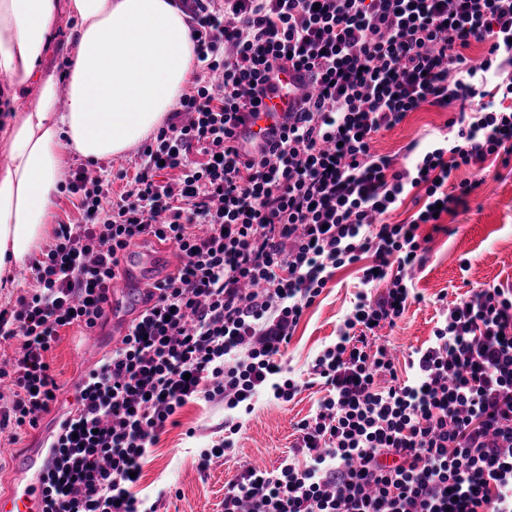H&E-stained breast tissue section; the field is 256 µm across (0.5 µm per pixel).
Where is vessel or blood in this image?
<instances>
[{"label":"vessel or blood","mask_w":512,"mask_h":512,"mask_svg":"<svg viewBox=\"0 0 512 512\" xmlns=\"http://www.w3.org/2000/svg\"><path fill=\"white\" fill-rule=\"evenodd\" d=\"M303 82L300 71L291 69L274 73L271 79L273 88L268 91L264 103L253 114L247 115L241 128L245 139L244 149H251L264 143V137L272 127L280 125L284 114L294 104L295 91ZM170 248L157 252H146L138 248L121 254L115 269L117 286L112 290V307L123 306L130 296H142L151 289L149 278L131 277L133 266L152 267L159 262H173ZM43 464L36 454H29L23 476L8 493L0 495V512H41L43 488Z\"/></svg>","instance_id":"1"}]
</instances>
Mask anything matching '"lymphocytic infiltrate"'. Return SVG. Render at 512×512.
Returning <instances> with one entry per match:
<instances>
[{"instance_id":"lymphocytic-infiltrate-1","label":"lymphocytic infiltrate","mask_w":512,"mask_h":512,"mask_svg":"<svg viewBox=\"0 0 512 512\" xmlns=\"http://www.w3.org/2000/svg\"><path fill=\"white\" fill-rule=\"evenodd\" d=\"M210 73L140 148L119 199L72 172L80 222L59 224L31 267L38 288L0 308L11 399L0 430L36 428L61 385L48 355L63 328L103 326L118 255L170 243L180 264L154 306L90 369L44 457L43 512H140L133 476L186 404L245 407L302 385L328 394L296 425L294 457L247 467L224 512H512V290L451 304L431 342L397 369L377 341L416 293L418 230L512 163V0H181ZM480 59L466 56L472 43ZM307 79L279 132L241 153L238 128L275 68ZM429 105L454 138L412 143L403 166L375 137ZM171 177H162V170ZM422 207L388 223L412 190ZM362 285L336 340L290 375L283 355L334 270Z\"/></svg>"}]
</instances>
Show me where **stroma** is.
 <instances>
[{"label":"stroma","mask_w":512,"mask_h":512,"mask_svg":"<svg viewBox=\"0 0 512 512\" xmlns=\"http://www.w3.org/2000/svg\"><path fill=\"white\" fill-rule=\"evenodd\" d=\"M448 111L428 105L409 113L402 123L381 132L375 150L402 161L403 150L414 140L429 141L446 135ZM136 150L86 165L84 158H70L60 172L88 166L91 175L100 176L120 195L128 175L134 174ZM484 177L466 206L443 215V231L430 225L419 228L425 236L423 262L413 274L419 296L396 324L382 334L399 357L426 346L441 321L446 303L467 298L474 290L489 286L512 289V165L486 160L484 163L453 171L451 183ZM361 287L354 268L335 271L322 294L305 312L282 358L294 374L304 373L316 355L336 339L337 330L351 311ZM119 326L110 324L97 335H87L77 325L64 328L49 361L62 385L50 415L41 416L37 428L25 430L19 443H11L9 432L0 433V493L8 491L18 478L19 459L35 448L48 444L59 418L73 407V386L88 370L109 355L120 342ZM325 395L320 385L301 388L293 400L280 403L263 397L251 413L236 409L242 428L233 437V448L208 468L200 466L201 450L224 437L226 412L220 401L200 400L187 404L177 414V425L166 426L146 457L135 495L152 503L163 490H174L168 499V512H224V491L244 466L277 468L292 451L295 425L312 414Z\"/></svg>","instance_id":"35a3bbf8"}]
</instances>
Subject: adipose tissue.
<instances>
[{"label":"adipose tissue","instance_id":"1","mask_svg":"<svg viewBox=\"0 0 512 512\" xmlns=\"http://www.w3.org/2000/svg\"><path fill=\"white\" fill-rule=\"evenodd\" d=\"M63 14L76 28L64 45L71 67L62 111L43 57ZM194 63L175 0H0V77L15 93L37 89L0 130L8 157L0 168V287L45 236L67 160L117 156L144 140L175 108Z\"/></svg>","mask_w":512,"mask_h":512}]
</instances>
